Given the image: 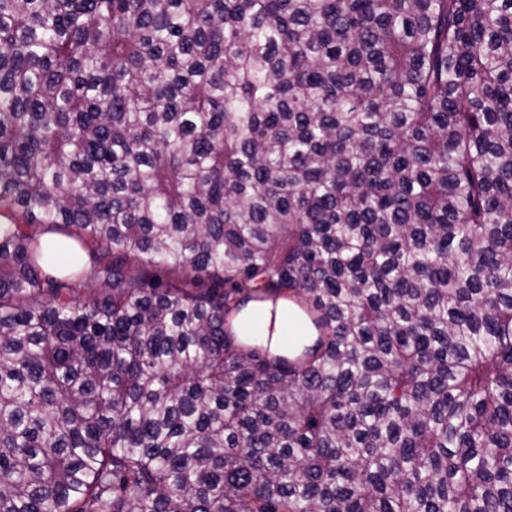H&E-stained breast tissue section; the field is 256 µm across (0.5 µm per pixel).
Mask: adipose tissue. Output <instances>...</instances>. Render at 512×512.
I'll use <instances>...</instances> for the list:
<instances>
[{"label":"adipose tissue","instance_id":"1","mask_svg":"<svg viewBox=\"0 0 512 512\" xmlns=\"http://www.w3.org/2000/svg\"><path fill=\"white\" fill-rule=\"evenodd\" d=\"M233 332L241 343L281 356L294 346L313 344L317 336L298 305L278 294L246 302L233 319Z\"/></svg>","mask_w":512,"mask_h":512}]
</instances>
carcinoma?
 Returning a JSON list of instances; mask_svg holds the SVG:
<instances>
[{
    "mask_svg": "<svg viewBox=\"0 0 512 512\" xmlns=\"http://www.w3.org/2000/svg\"><path fill=\"white\" fill-rule=\"evenodd\" d=\"M0 512H512V0H0ZM233 332L244 345L269 348L288 357L295 345H312L318 336L308 317L293 300L279 294L250 300L233 319Z\"/></svg>",
    "mask_w": 512,
    "mask_h": 512,
    "instance_id": "cac0c4a2",
    "label": "carcinoma"
}]
</instances>
